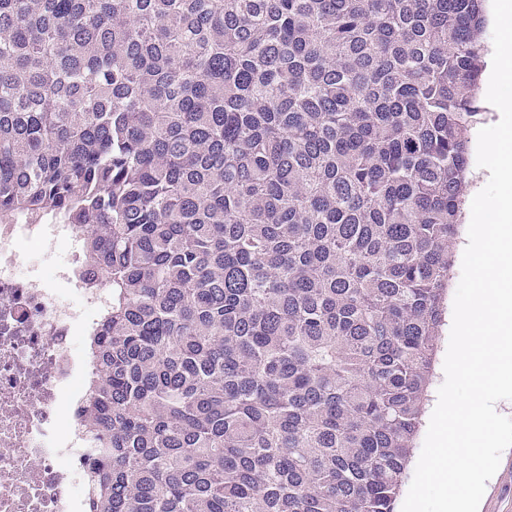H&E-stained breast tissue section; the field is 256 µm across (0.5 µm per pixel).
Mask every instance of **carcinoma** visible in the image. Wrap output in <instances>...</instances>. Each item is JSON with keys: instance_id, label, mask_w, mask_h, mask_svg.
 <instances>
[{"instance_id": "carcinoma-1", "label": "carcinoma", "mask_w": 512, "mask_h": 512, "mask_svg": "<svg viewBox=\"0 0 512 512\" xmlns=\"http://www.w3.org/2000/svg\"><path fill=\"white\" fill-rule=\"evenodd\" d=\"M484 0H0V224H71L91 512H395Z\"/></svg>"}]
</instances>
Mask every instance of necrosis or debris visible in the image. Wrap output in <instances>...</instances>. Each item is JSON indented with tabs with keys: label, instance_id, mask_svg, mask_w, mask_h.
<instances>
[{
	"label": "necrosis or debris",
	"instance_id": "1",
	"mask_svg": "<svg viewBox=\"0 0 512 512\" xmlns=\"http://www.w3.org/2000/svg\"><path fill=\"white\" fill-rule=\"evenodd\" d=\"M81 264L72 225H0V512H88L85 331L109 290Z\"/></svg>",
	"mask_w": 512,
	"mask_h": 512
}]
</instances>
